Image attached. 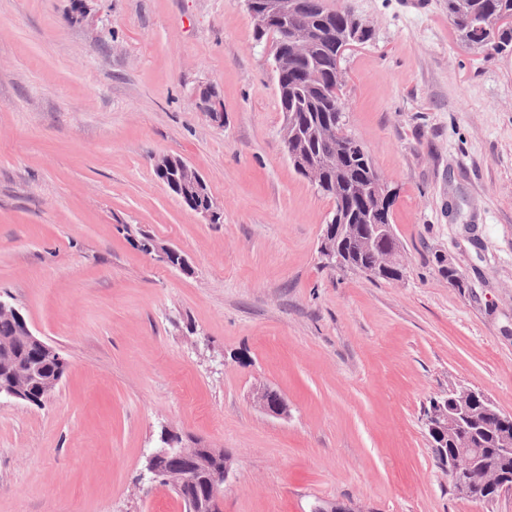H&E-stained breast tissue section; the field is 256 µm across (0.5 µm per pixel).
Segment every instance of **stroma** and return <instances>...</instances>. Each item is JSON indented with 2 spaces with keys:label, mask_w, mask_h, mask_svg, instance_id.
<instances>
[{
  "label": "stroma",
  "mask_w": 512,
  "mask_h": 512,
  "mask_svg": "<svg viewBox=\"0 0 512 512\" xmlns=\"http://www.w3.org/2000/svg\"><path fill=\"white\" fill-rule=\"evenodd\" d=\"M324 3L372 31L343 101L396 192L397 281L324 266L333 203L287 156L242 0H0V299L68 362L44 406L0 399V512H184L145 470L167 430L231 456L224 512H512V490L452 491L423 417L455 385L512 413V52L468 46L448 0ZM162 155L223 223L156 179ZM198 108L207 114L210 120L218 125L224 122V106L218 92L214 88H205L197 97ZM159 180L184 205L200 214L209 224L223 223V209L213 197L205 194V179L180 157L161 156L154 159ZM147 250L150 253H157L170 266L179 269L183 272L191 270L188 255L174 246L163 244L158 241H153L152 244L147 245ZM175 261V262H174ZM258 403L262 411L270 416L283 417L288 414V404L276 390L266 389L262 391L258 396Z\"/></svg>",
  "instance_id": "stroma-1"
}]
</instances>
